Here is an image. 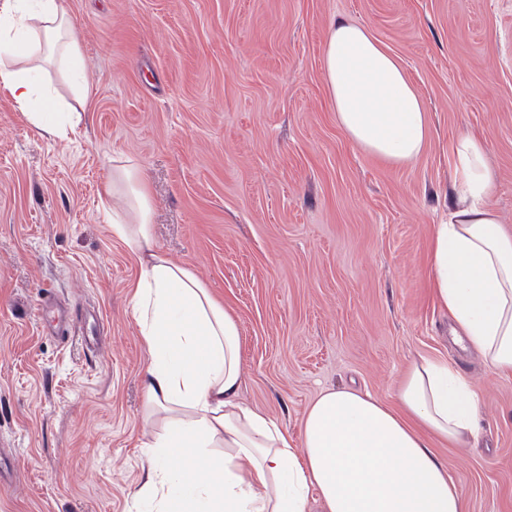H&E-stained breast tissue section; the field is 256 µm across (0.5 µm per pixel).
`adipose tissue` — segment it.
<instances>
[{"label":"adipose tissue","instance_id":"adipose-tissue-1","mask_svg":"<svg viewBox=\"0 0 512 512\" xmlns=\"http://www.w3.org/2000/svg\"><path fill=\"white\" fill-rule=\"evenodd\" d=\"M50 61L88 103L81 45L63 0H0V88L41 134L66 141L87 115L65 110L41 85ZM322 64L336 120L353 144L393 165L421 155L429 134L422 100L367 27L332 23ZM452 153L459 203L434 227L433 294L453 336L491 372L512 374V232L488 203L494 180L482 140L462 134ZM102 206L140 265L133 309L148 354L146 487L162 489L163 512H307L313 493L320 512H465L462 490L432 449L436 440L479 434L478 395L451 364L414 361L394 408L352 388L323 390L291 440L241 401L238 320L157 247L154 200L136 162L113 166Z\"/></svg>","mask_w":512,"mask_h":512}]
</instances>
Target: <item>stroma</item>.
Segmentation results:
<instances>
[{
  "label": "stroma",
  "instance_id": "35a3bbf8",
  "mask_svg": "<svg viewBox=\"0 0 512 512\" xmlns=\"http://www.w3.org/2000/svg\"><path fill=\"white\" fill-rule=\"evenodd\" d=\"M65 3L89 123L49 139L0 91V512L157 510L140 269L101 206L119 156L150 185L158 246L237 318L248 405L295 438L321 389L392 405L414 360L448 359L481 399V436L433 450L466 512H512V374L454 345L430 283L460 134L483 140L488 201L512 229V0ZM344 19L421 96L430 135L409 165L364 153L336 122L322 45ZM47 295L79 318L67 338L35 315Z\"/></svg>",
  "mask_w": 512,
  "mask_h": 512
}]
</instances>
